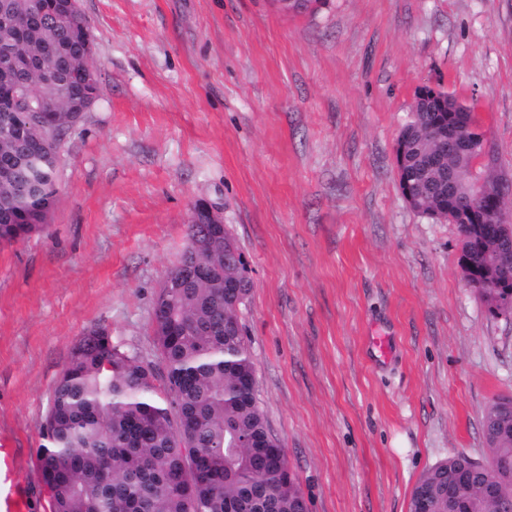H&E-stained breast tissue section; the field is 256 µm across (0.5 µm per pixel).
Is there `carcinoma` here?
I'll list each match as a JSON object with an SVG mask.
<instances>
[{
    "mask_svg": "<svg viewBox=\"0 0 512 512\" xmlns=\"http://www.w3.org/2000/svg\"><path fill=\"white\" fill-rule=\"evenodd\" d=\"M0 13V242L23 241L47 229L57 200L60 143L33 138L17 104L18 85L52 67L37 86L44 126L63 132L79 122L100 88L74 80L91 57L89 24L77 0H6ZM464 102L442 91L417 93L403 127L397 161L412 178L415 211L448 213V170L480 180L497 194L502 171L475 167V157L447 149L437 137L443 112ZM187 225V244L155 298L152 327L159 363L143 362L90 327L73 344L50 398L37 470L51 512H266L248 495L259 487L273 512H297L303 493L256 398L255 366L238 315L248 288H226L236 272L224 251L242 256L228 231L198 236ZM490 456L512 466V410L483 418ZM469 464L457 454L426 470L414 486L429 497L430 512H448L444 486Z\"/></svg>",
    "mask_w": 512,
    "mask_h": 512,
    "instance_id": "1",
    "label": "carcinoma"
}]
</instances>
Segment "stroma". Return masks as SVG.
I'll return each mask as SVG.
<instances>
[{"label": "stroma", "mask_w": 512, "mask_h": 512, "mask_svg": "<svg viewBox=\"0 0 512 512\" xmlns=\"http://www.w3.org/2000/svg\"><path fill=\"white\" fill-rule=\"evenodd\" d=\"M79 7L100 97L62 138L47 231L0 244V444L27 512H50L36 457L75 340L102 325L156 362L197 202L247 263L257 397L309 512H408L431 466L488 461L512 320L464 281L457 225L408 205L394 147L429 86L475 107L512 174V0Z\"/></svg>", "instance_id": "35a3bbf8"}]
</instances>
